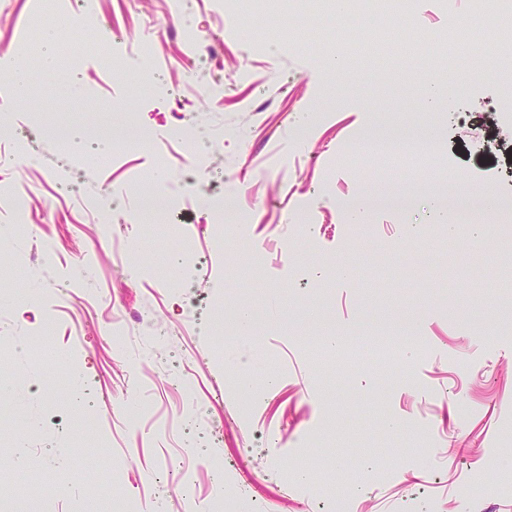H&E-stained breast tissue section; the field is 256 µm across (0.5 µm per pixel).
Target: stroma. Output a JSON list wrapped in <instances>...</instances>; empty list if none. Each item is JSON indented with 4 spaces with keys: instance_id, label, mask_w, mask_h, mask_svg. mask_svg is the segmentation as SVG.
I'll return each instance as SVG.
<instances>
[{
    "instance_id": "35a3bbf8",
    "label": "stroma",
    "mask_w": 512,
    "mask_h": 512,
    "mask_svg": "<svg viewBox=\"0 0 512 512\" xmlns=\"http://www.w3.org/2000/svg\"><path fill=\"white\" fill-rule=\"evenodd\" d=\"M85 10L94 25L74 22ZM461 20L503 34L497 0H409L388 27L318 0H191L187 17L171 0H0V70L26 76L0 85V113L31 157L0 182L37 197L20 231L0 208V339L18 346L0 421L20 439L0 446V495L21 479L72 512L92 453L122 474L101 503L142 512H211L213 458L267 512H512L495 462L512 455V172L489 160L512 121L495 63L449 41ZM196 40L220 49L199 58ZM445 72L466 94L442 107L426 90ZM68 95L65 150L47 126ZM101 99L114 109L91 115ZM129 120L151 142L104 159L87 124ZM186 127L223 132L221 153L177 143ZM440 175L494 206L443 220ZM136 176L179 196L163 227L139 220ZM192 180L246 212L247 236L215 246ZM413 181L408 212L352 219L350 200ZM242 308L254 335L227 338ZM48 314L58 346L26 348Z\"/></svg>"
}]
</instances>
